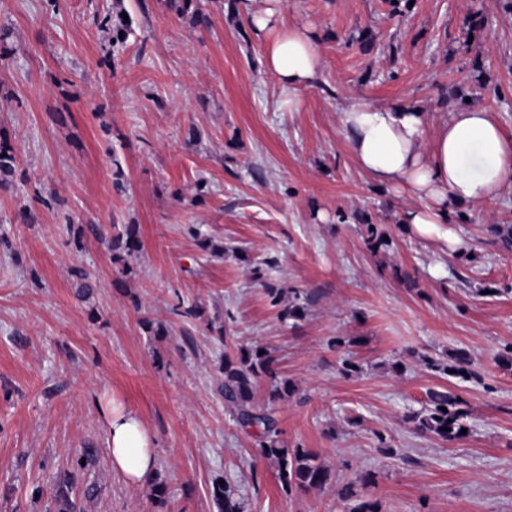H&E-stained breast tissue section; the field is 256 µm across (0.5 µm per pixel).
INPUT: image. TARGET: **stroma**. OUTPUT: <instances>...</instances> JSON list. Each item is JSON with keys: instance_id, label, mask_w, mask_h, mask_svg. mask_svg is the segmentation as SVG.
Listing matches in <instances>:
<instances>
[{"instance_id": "stroma-1", "label": "stroma", "mask_w": 512, "mask_h": 512, "mask_svg": "<svg viewBox=\"0 0 512 512\" xmlns=\"http://www.w3.org/2000/svg\"><path fill=\"white\" fill-rule=\"evenodd\" d=\"M266 6L0 0V512H218V480L246 512H349L348 484L380 512H512V185L456 224L457 255L401 223L416 198L371 183L340 119L469 101L512 134V0H283L321 54L294 110L249 22ZM129 224L139 251L108 250ZM256 348L277 375L252 403L322 488L283 486L224 399L222 365ZM460 352L471 378L440 370ZM432 390L463 398V437L417 430ZM101 395L155 440L141 486L112 467Z\"/></svg>"}]
</instances>
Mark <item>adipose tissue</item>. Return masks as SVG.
Here are the masks:
<instances>
[{
  "mask_svg": "<svg viewBox=\"0 0 512 512\" xmlns=\"http://www.w3.org/2000/svg\"><path fill=\"white\" fill-rule=\"evenodd\" d=\"M282 0L252 16L254 31L268 35L264 64L297 108L298 89L312 86L321 55L311 29H278ZM428 113L396 102L375 105L354 101L341 112L349 151L360 170L379 187L407 190L418 206L400 221L420 237L444 241L461 253L465 247L453 226L467 207L496 200L512 182V135L493 112L459 106L447 122L430 127ZM112 466L137 486L152 472L156 449L152 435L135 412L108 398L103 402Z\"/></svg>",
  "mask_w": 512,
  "mask_h": 512,
  "instance_id": "obj_1",
  "label": "adipose tissue"
}]
</instances>
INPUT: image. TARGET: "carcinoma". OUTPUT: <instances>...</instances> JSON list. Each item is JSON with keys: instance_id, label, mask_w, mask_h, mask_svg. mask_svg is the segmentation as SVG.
<instances>
[{"instance_id": "carcinoma-1", "label": "carcinoma", "mask_w": 512, "mask_h": 512, "mask_svg": "<svg viewBox=\"0 0 512 512\" xmlns=\"http://www.w3.org/2000/svg\"><path fill=\"white\" fill-rule=\"evenodd\" d=\"M106 244L111 251L121 250L129 256L133 255L138 250L136 228L126 226L123 233L106 240ZM274 363L275 360L268 353L261 354L256 349L241 355L235 368L230 363L225 364L224 399L234 405L235 418L242 427L261 430L264 438L261 453L278 464L279 478L283 484L288 486L296 483L302 487L321 488L329 480L328 470L308 452L296 450L291 453L279 447L274 416L270 412L255 410L251 404L252 379L260 374L277 378ZM428 398L430 409L417 418V429L447 441L459 438L464 417L461 408L463 401L454 394L436 390L430 391ZM213 497L220 512H245L244 500L235 496L234 490L224 484L215 485ZM345 499L352 501L350 512H378L376 503L360 498L351 485L346 487Z\"/></svg>"}]
</instances>
